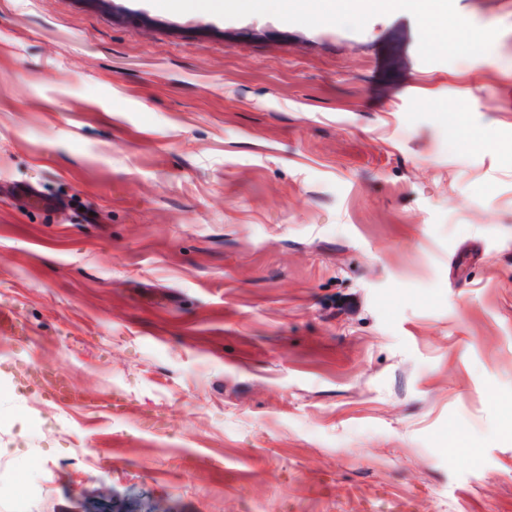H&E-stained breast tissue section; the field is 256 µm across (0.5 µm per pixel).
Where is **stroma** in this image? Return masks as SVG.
Instances as JSON below:
<instances>
[{
  "label": "stroma",
  "mask_w": 512,
  "mask_h": 512,
  "mask_svg": "<svg viewBox=\"0 0 512 512\" xmlns=\"http://www.w3.org/2000/svg\"><path fill=\"white\" fill-rule=\"evenodd\" d=\"M412 3L0 0V512H512V0ZM247 9L266 13L275 8V13L288 17L289 14H315L323 19H335L338 4L331 0H243Z\"/></svg>",
  "instance_id": "stroma-1"
}]
</instances>
